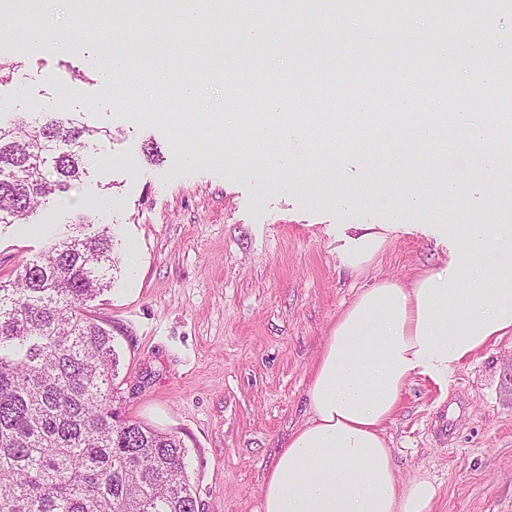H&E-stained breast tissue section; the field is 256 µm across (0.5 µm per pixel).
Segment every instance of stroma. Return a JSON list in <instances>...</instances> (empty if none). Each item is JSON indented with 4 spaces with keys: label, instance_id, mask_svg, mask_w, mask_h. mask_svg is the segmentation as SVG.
<instances>
[{
    "label": "stroma",
    "instance_id": "35a3bbf8",
    "mask_svg": "<svg viewBox=\"0 0 512 512\" xmlns=\"http://www.w3.org/2000/svg\"><path fill=\"white\" fill-rule=\"evenodd\" d=\"M38 21L47 43L28 42L18 23L0 38V55L22 62L0 83L6 118L58 112L111 137L92 151L76 189L30 223L0 224V281L66 236L110 230L112 288L87 308L120 354L124 416L184 440L198 512H256L277 451L308 418L328 331L358 289L385 277L408 283L447 260L446 238L428 230L437 213L464 224H512V214L496 210L486 165L453 137L439 146L409 130L387 147L378 135L346 130L339 152L311 128L284 148L276 169L219 155L225 140L251 145L246 94L265 106L286 97L301 33L261 55L226 21L220 57L208 63L209 33L196 27L174 43L165 20L116 12L104 28L75 15L70 0H44ZM457 24L487 27L488 55L512 56V15L490 0ZM134 28L131 101L117 106L103 92L102 60L126 50ZM317 53L320 83L295 94L292 111L346 105L336 88L356 65L355 40L328 39ZM190 77L205 103L194 120L211 115L218 128L204 138L153 106ZM443 179L455 195L438 194ZM409 183L419 191L411 206L401 201ZM341 186L350 200L331 204ZM81 214L91 223L76 225ZM351 224L392 227L383 254L359 273L337 252ZM443 409L444 443L433 434ZM385 436L401 481L425 474L435 482L431 512H512V334L456 368L447 385L414 377Z\"/></svg>",
    "mask_w": 512,
    "mask_h": 512
}]
</instances>
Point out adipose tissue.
I'll use <instances>...</instances> for the list:
<instances>
[{
	"mask_svg": "<svg viewBox=\"0 0 512 512\" xmlns=\"http://www.w3.org/2000/svg\"><path fill=\"white\" fill-rule=\"evenodd\" d=\"M400 104L417 114L418 136L470 134L467 85L455 112L420 114L413 93ZM497 249H482L488 232ZM461 252L409 283L389 278L362 289L337 317L312 373L308 419L290 434L268 469L258 512H430L437 488L428 476L400 482L385 426L407 383L448 375L489 344L512 334V225L461 224ZM383 230L365 224L342 247L357 270L377 257Z\"/></svg>",
	"mask_w": 512,
	"mask_h": 512,
	"instance_id": "obj_1",
	"label": "adipose tissue"
}]
</instances>
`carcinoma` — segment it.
Listing matches in <instances>:
<instances>
[{
  "label": "carcinoma",
  "instance_id": "carcinoma-1",
  "mask_svg": "<svg viewBox=\"0 0 512 512\" xmlns=\"http://www.w3.org/2000/svg\"><path fill=\"white\" fill-rule=\"evenodd\" d=\"M430 48L406 75L451 91ZM71 117L0 121V224H25L110 137ZM112 235L69 236L0 282V512H197L189 449L122 417L120 356L87 302L111 286Z\"/></svg>",
  "mask_w": 512,
  "mask_h": 512
}]
</instances>
